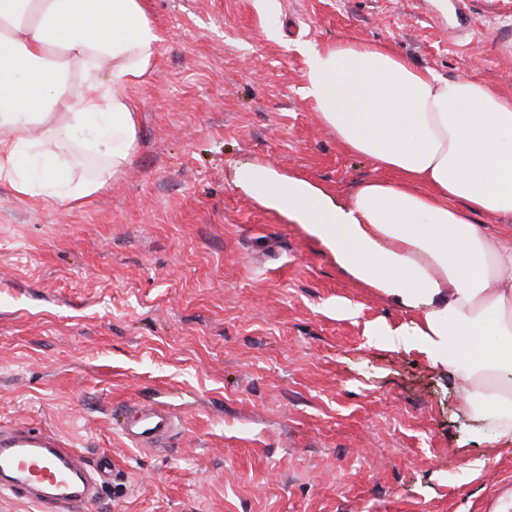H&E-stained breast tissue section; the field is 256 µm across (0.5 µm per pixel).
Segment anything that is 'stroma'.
<instances>
[{
    "label": "stroma",
    "mask_w": 512,
    "mask_h": 512,
    "mask_svg": "<svg viewBox=\"0 0 512 512\" xmlns=\"http://www.w3.org/2000/svg\"><path fill=\"white\" fill-rule=\"evenodd\" d=\"M447 2L145 0L129 166L82 208L0 181V429L110 457L90 512H512V446L424 353L369 345L405 311L238 180L342 201L393 180L304 99L311 46L383 42L512 95V0ZM132 403L179 418L165 449L122 436Z\"/></svg>",
    "instance_id": "1"
}]
</instances>
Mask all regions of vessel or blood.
Instances as JSON below:
<instances>
[{"instance_id":"vessel-or-blood-1","label":"vessel or blood","mask_w":512,"mask_h":512,"mask_svg":"<svg viewBox=\"0 0 512 512\" xmlns=\"http://www.w3.org/2000/svg\"><path fill=\"white\" fill-rule=\"evenodd\" d=\"M174 417L153 406L131 407L122 430L135 447L156 449L169 439ZM112 476V462L89 463L53 433L19 426L0 431V492L37 504L41 512H79Z\"/></svg>"}]
</instances>
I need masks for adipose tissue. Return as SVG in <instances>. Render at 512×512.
Masks as SVG:
<instances>
[{
  "instance_id": "adipose-tissue-1",
  "label": "adipose tissue",
  "mask_w": 512,
  "mask_h": 512,
  "mask_svg": "<svg viewBox=\"0 0 512 512\" xmlns=\"http://www.w3.org/2000/svg\"><path fill=\"white\" fill-rule=\"evenodd\" d=\"M159 41L143 0H0V181L22 198L87 203L133 155L130 90ZM303 96L348 153L398 180L364 181L344 203L261 166L244 168L242 182L407 312L395 328L372 323L369 343L424 351L468 383L473 430L512 446V231L476 221L512 222V96L387 44L340 41L308 49ZM63 139L104 141L109 168L76 181L33 166Z\"/></svg>"
}]
</instances>
